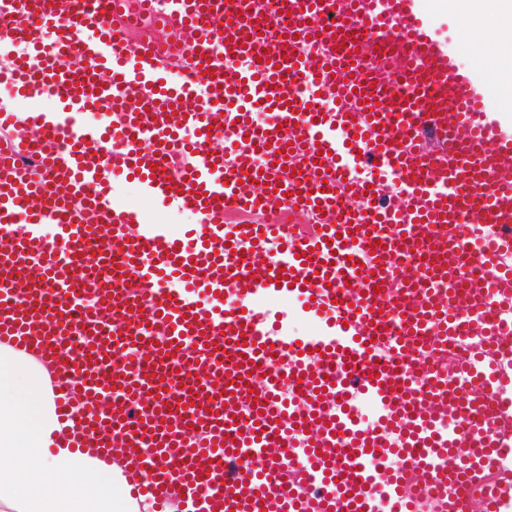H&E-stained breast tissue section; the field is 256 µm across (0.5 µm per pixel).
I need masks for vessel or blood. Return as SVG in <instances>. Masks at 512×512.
Listing matches in <instances>:
<instances>
[{"label":"vessel or blood","mask_w":512,"mask_h":512,"mask_svg":"<svg viewBox=\"0 0 512 512\" xmlns=\"http://www.w3.org/2000/svg\"><path fill=\"white\" fill-rule=\"evenodd\" d=\"M275 2L289 18L270 35L251 20L254 0H112L108 12L0 0V83L22 103L58 101L23 118L0 109L1 127L37 131L0 143V340L61 368L63 419L134 462L155 502L418 512L406 490L419 484L441 512H472L476 499L512 512V440L487 430L512 412V372L470 346L451 388L410 343L430 324L440 343L478 334L512 355V267L500 262L512 251V134L415 0ZM128 9L161 10L173 45H130L115 19ZM380 53L405 69L374 66ZM324 97L335 109L320 110ZM33 151L36 173L20 163ZM365 166L391 175L396 195L381 201L357 175ZM123 174L199 215L192 237L142 223L112 194ZM278 203L334 220L310 237L223 220L228 207ZM45 224L60 248L28 269ZM475 261L482 275H467ZM78 277L110 285L84 305L67 290ZM289 296L324 319L315 335L272 318ZM99 394L112 400L107 421L75 415ZM378 456L394 467L375 469ZM489 471L502 481L481 483Z\"/></svg>","instance_id":"vessel-or-blood-1"}]
</instances>
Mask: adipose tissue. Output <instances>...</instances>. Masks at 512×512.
I'll return each instance as SVG.
<instances>
[{
	"label": "adipose tissue",
	"mask_w": 512,
	"mask_h": 512,
	"mask_svg": "<svg viewBox=\"0 0 512 512\" xmlns=\"http://www.w3.org/2000/svg\"><path fill=\"white\" fill-rule=\"evenodd\" d=\"M457 25L502 38L512 0H464ZM55 372L33 349L0 342V512H150L124 464L99 449L70 447V423L58 414Z\"/></svg>",
	"instance_id": "1"
}]
</instances>
